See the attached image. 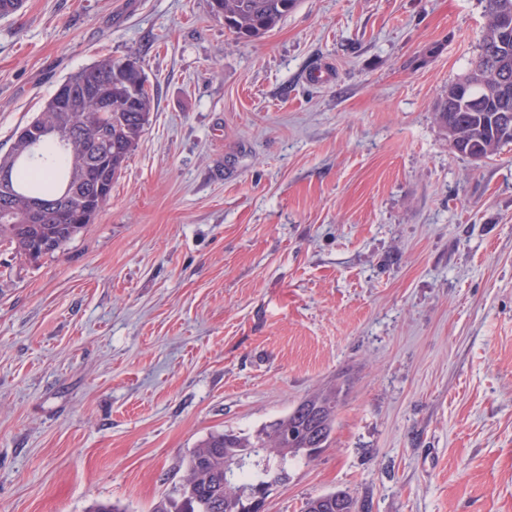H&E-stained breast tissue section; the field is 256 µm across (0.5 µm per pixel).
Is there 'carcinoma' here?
Returning <instances> with one entry per match:
<instances>
[{"label": "carcinoma", "instance_id": "carcinoma-1", "mask_svg": "<svg viewBox=\"0 0 512 512\" xmlns=\"http://www.w3.org/2000/svg\"><path fill=\"white\" fill-rule=\"evenodd\" d=\"M297 0H211L212 11L224 16V27L249 41L272 31L295 7ZM486 0V27L496 26L504 4ZM499 76L508 83L501 91L484 94L478 107L469 104L466 91L448 85L455 111L448 105L437 116L443 128L453 119V136L475 160L487 159L512 143L498 113H512V33L497 45ZM151 110L148 79L132 61L110 57L69 76L45 103L41 112L18 129L0 166L12 176L0 183V209L14 217L0 219V245L29 261L64 249L94 222L112 193L141 140ZM46 125L55 133L38 143L32 129ZM340 391L320 390L288 414L253 436L215 432L191 451L180 483L162 496L152 512H247L246 496L259 485L271 487L288 479V462L311 459V448L328 446L335 426ZM265 448V460L240 467L234 479L224 470V449ZM303 512H356V502L343 490L308 498Z\"/></svg>", "mask_w": 512, "mask_h": 512}]
</instances>
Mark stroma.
<instances>
[{
	"label": "stroma",
	"mask_w": 512,
	"mask_h": 512,
	"mask_svg": "<svg viewBox=\"0 0 512 512\" xmlns=\"http://www.w3.org/2000/svg\"><path fill=\"white\" fill-rule=\"evenodd\" d=\"M209 2L0 18V155L102 58L152 96L93 224L0 248V512H151L208 434L330 385L328 448L265 512H512V144L473 160L435 116L485 0H298L248 42ZM340 498V499H339ZM339 501V504L336 502ZM340 510L336 511V508ZM344 510V511H343ZM303 512H356V502L343 490L331 491L308 498Z\"/></svg>",
	"instance_id": "1"
}]
</instances>
